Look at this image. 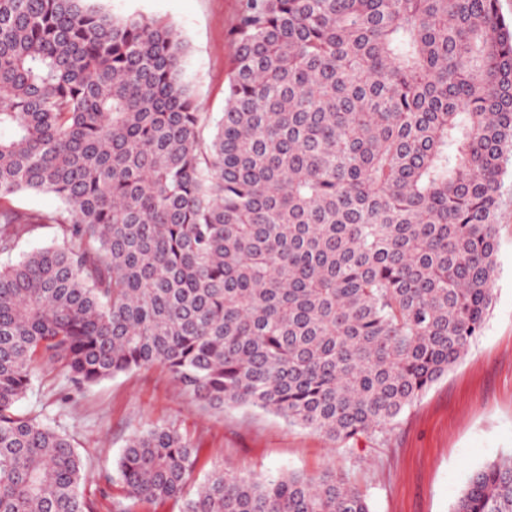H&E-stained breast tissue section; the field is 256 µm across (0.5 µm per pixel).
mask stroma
<instances>
[{
  "mask_svg": "<svg viewBox=\"0 0 512 512\" xmlns=\"http://www.w3.org/2000/svg\"><path fill=\"white\" fill-rule=\"evenodd\" d=\"M242 0H105L113 14L173 22L188 44L184 78L202 111L220 118L234 58L232 29ZM492 307L468 354L431 385L379 439L336 448L322 436L258 410L203 409L165 369L123 374L73 394L57 364H44L21 411L54 419L89 464L82 487L109 512L99 491L120 494L115 461L126 439L154 424L173 425L199 450L194 473L213 466L276 475L288 469L343 473L365 491L372 512H450L470 473L512 454V202L498 220Z\"/></svg>",
  "mask_w": 512,
  "mask_h": 512,
  "instance_id": "1",
  "label": "stroma"
}]
</instances>
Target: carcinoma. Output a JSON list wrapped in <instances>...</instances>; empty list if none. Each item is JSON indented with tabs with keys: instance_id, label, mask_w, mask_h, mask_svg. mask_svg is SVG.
Instances as JSON below:
<instances>
[{
	"instance_id": "obj_1",
	"label": "carcinoma",
	"mask_w": 512,
	"mask_h": 512,
	"mask_svg": "<svg viewBox=\"0 0 512 512\" xmlns=\"http://www.w3.org/2000/svg\"><path fill=\"white\" fill-rule=\"evenodd\" d=\"M497 2L243 0L212 120L173 23L0 0V512H97L71 436L18 410L44 360L77 389L159 366L204 408L347 448L462 359L512 166ZM22 192L62 207L21 212ZM197 461L173 426L131 435L110 512H371L328 469L215 467L192 491ZM451 512H512V459L473 471Z\"/></svg>"
}]
</instances>
